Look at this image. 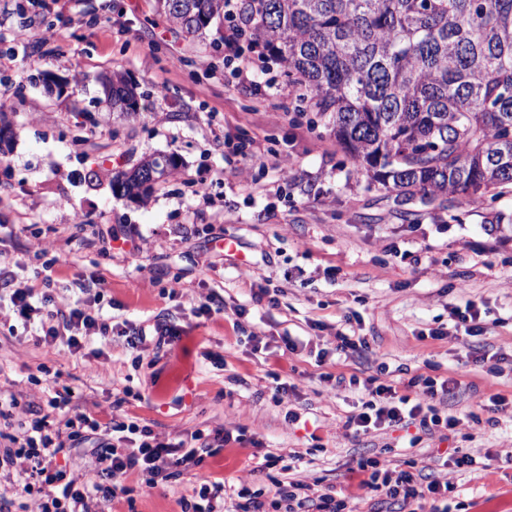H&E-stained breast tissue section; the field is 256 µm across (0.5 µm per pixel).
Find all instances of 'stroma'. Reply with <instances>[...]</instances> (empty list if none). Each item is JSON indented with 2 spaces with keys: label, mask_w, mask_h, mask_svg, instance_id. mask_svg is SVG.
<instances>
[{
  "label": "stroma",
  "mask_w": 512,
  "mask_h": 512,
  "mask_svg": "<svg viewBox=\"0 0 512 512\" xmlns=\"http://www.w3.org/2000/svg\"><path fill=\"white\" fill-rule=\"evenodd\" d=\"M155 4L0 0V113L15 133L0 158V251L16 281L50 287L55 301L91 302L116 325L161 319L179 338L139 360L118 337L91 336L73 354L36 345L38 320L0 322V389L24 407L68 387L100 422L131 418L163 437L243 429V442L155 488L131 474L133 493L112 512H180L179 498L207 480L258 488L265 455L294 452L293 478L323 479L370 512L353 459L389 445L428 473L441 442L347 429L358 396L320 374L364 378L382 364L398 383L453 377L447 408L457 414L494 394L512 401V191L397 202L369 187L330 128L310 125L281 65L266 71L248 57V80H230L227 20L191 42ZM113 73L137 86L140 112L101 103L97 79ZM242 142L258 156L237 170L224 150ZM171 153L180 167L148 204L91 180ZM263 288L277 306L256 302ZM211 293L223 310L197 313ZM470 304L480 335L429 339L454 330ZM339 331L365 337L368 351L335 354ZM286 335L302 340L297 352ZM41 364L46 381L31 384ZM280 382L289 391L278 404ZM452 443L500 461L449 471V512H512V419L461 421Z\"/></svg>",
  "instance_id": "stroma-1"
}]
</instances>
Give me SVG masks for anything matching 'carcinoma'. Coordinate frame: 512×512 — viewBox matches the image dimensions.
Returning <instances> with one entry per match:
<instances>
[{
  "instance_id": "1",
  "label": "carcinoma",
  "mask_w": 512,
  "mask_h": 512,
  "mask_svg": "<svg viewBox=\"0 0 512 512\" xmlns=\"http://www.w3.org/2000/svg\"><path fill=\"white\" fill-rule=\"evenodd\" d=\"M156 3L191 39L224 15V0ZM237 20L369 184L404 201L512 186V0H240ZM104 96L137 112L119 75ZM109 186L140 202L154 190L136 170Z\"/></svg>"
}]
</instances>
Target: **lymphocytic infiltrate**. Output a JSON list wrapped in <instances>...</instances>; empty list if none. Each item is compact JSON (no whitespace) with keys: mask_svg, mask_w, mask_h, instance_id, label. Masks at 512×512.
I'll list each match as a JSON object with an SVG mask.
<instances>
[{"mask_svg":"<svg viewBox=\"0 0 512 512\" xmlns=\"http://www.w3.org/2000/svg\"><path fill=\"white\" fill-rule=\"evenodd\" d=\"M8 255L0 253V288L9 291L11 314L30 320L37 305L47 308L40 321L38 344L65 345L70 352L85 347V333L109 338L110 323L98 321L81 303L52 306L49 295H37L34 287L15 284ZM127 345L145 353L171 344L176 329L162 322L126 326L121 331ZM350 389L360 395L357 410L347 416L345 425L355 431L412 424L426 435L455 431L457 414L440 410L457 382L431 376L411 378L405 389L371 375L350 377ZM48 410L26 422L17 415L16 398L0 399V475L11 485L10 494L0 493V512H13L18 500L32 503V512H106L112 500L128 494L125 481L139 472L147 487L181 475L183 469L201 465L205 454L223 447L231 435L215 428L196 430L189 439L159 437L138 422L101 423L74 401V392L64 389L47 400ZM89 451L79 470L60 467L58 455L73 449ZM275 493L264 501V489L245 486L227 488L224 482L209 481L181 497V512H359L350 497L339 496L335 488L289 478V465L283 456L266 455L262 464ZM365 493L397 512H448L444 502L452 491L436 473L422 474L392 463L384 453L364 455L354 461Z\"/></svg>","mask_w":512,"mask_h":512,"instance_id":"f902f5d3","label":"lymphocytic infiltrate"}]
</instances>
